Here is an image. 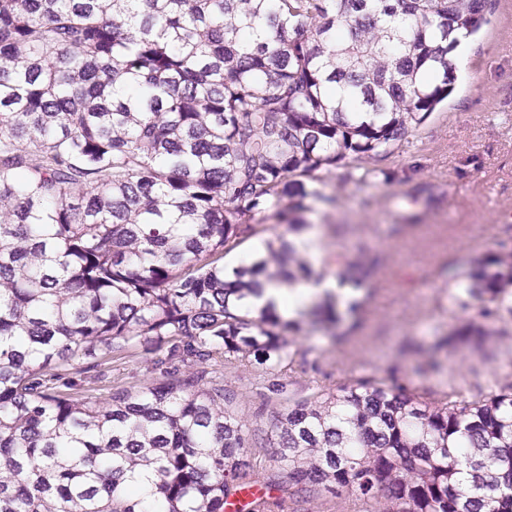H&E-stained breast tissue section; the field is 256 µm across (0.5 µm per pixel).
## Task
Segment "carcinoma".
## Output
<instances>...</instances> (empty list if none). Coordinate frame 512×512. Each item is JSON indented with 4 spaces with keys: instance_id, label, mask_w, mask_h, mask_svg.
Segmentation results:
<instances>
[{
    "instance_id": "1",
    "label": "carcinoma",
    "mask_w": 512,
    "mask_h": 512,
    "mask_svg": "<svg viewBox=\"0 0 512 512\" xmlns=\"http://www.w3.org/2000/svg\"><path fill=\"white\" fill-rule=\"evenodd\" d=\"M492 0H0V512H224L273 449L278 512H512V359L496 390L435 401L362 378L267 431L201 385L287 364L262 278L321 279L299 234L319 173L366 179L455 89L448 34ZM255 239L232 270L224 254ZM369 287L377 257L330 258ZM476 315L433 352L512 337V225L459 285ZM313 313L335 322L328 298ZM142 349L164 380L107 399L61 371ZM200 370L179 374V364ZM324 497L322 500L318 501V505L322 503H326L324 506H318L317 504L307 505L308 508L313 510H319L317 512H359L362 510L358 505V502L354 497L348 494H343L342 496L336 498L334 495L324 492ZM315 506V508H313Z\"/></svg>"
}]
</instances>
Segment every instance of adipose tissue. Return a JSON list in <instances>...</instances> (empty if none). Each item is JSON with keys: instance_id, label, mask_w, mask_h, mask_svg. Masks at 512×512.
Here are the masks:
<instances>
[{"instance_id": "1", "label": "adipose tissue", "mask_w": 512, "mask_h": 512, "mask_svg": "<svg viewBox=\"0 0 512 512\" xmlns=\"http://www.w3.org/2000/svg\"><path fill=\"white\" fill-rule=\"evenodd\" d=\"M329 296L342 308L357 298L358 292L351 286L340 284L331 275L320 280H299L291 284L271 279L265 281L260 296L249 299L248 305L254 309L270 306L276 309L282 319L296 320L318 301Z\"/></svg>"}]
</instances>
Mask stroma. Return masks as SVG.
<instances>
[{
	"label": "stroma",
	"mask_w": 512,
	"mask_h": 512,
	"mask_svg": "<svg viewBox=\"0 0 512 512\" xmlns=\"http://www.w3.org/2000/svg\"><path fill=\"white\" fill-rule=\"evenodd\" d=\"M382 167L365 181L346 178L341 168L323 173L321 189L335 201L313 203L307 214L327 249L380 259L360 329L349 337L307 322L284 330L289 348L306 358L291 372L239 365L210 371L209 381L234 392V409L249 429L267 428L286 397L312 385L375 377L419 395L450 382L466 399L494 390L512 339L482 355L453 353L440 373L414 372L398 349L408 340L432 345L459 324L458 281L512 225V0H496L453 94ZM154 360L140 353L112 362L101 377L79 364L65 374L105 398L116 386L135 392L161 381ZM275 384L283 394L272 393Z\"/></svg>",
	"instance_id": "35a3bbf8"
}]
</instances>
